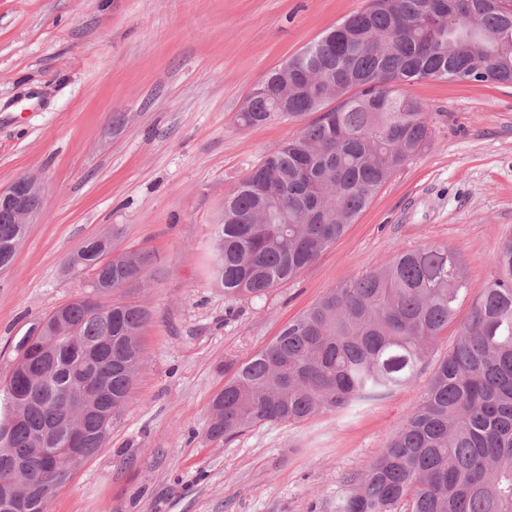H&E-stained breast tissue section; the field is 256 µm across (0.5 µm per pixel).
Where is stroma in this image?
<instances>
[{
    "instance_id": "stroma-1",
    "label": "stroma",
    "mask_w": 512,
    "mask_h": 512,
    "mask_svg": "<svg viewBox=\"0 0 512 512\" xmlns=\"http://www.w3.org/2000/svg\"><path fill=\"white\" fill-rule=\"evenodd\" d=\"M368 0H0V189L44 187L0 272V377L31 327L89 295L65 260L119 228L153 256L146 284L100 296L145 306L146 361L107 448L49 512H336L417 405L512 236V86L425 79L430 148L395 172L312 265L255 299L210 273L224 200L300 120L244 127L273 68ZM425 244L457 252L471 288L413 381L290 425L207 438L211 402L329 288Z\"/></svg>"
}]
</instances>
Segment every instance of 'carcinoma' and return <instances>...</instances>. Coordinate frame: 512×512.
<instances>
[{
  "mask_svg": "<svg viewBox=\"0 0 512 512\" xmlns=\"http://www.w3.org/2000/svg\"><path fill=\"white\" fill-rule=\"evenodd\" d=\"M470 17L489 41L458 38ZM423 79L512 84V0H371L282 65L248 98L247 127L319 116L269 149L224 200L212 276L224 293L260 298L314 263L376 190L427 148L432 128L407 87ZM0 234L11 265L24 225ZM151 255L88 241L65 268L88 270L92 295L40 319L0 378V494L25 464L37 507L60 487L40 467L65 448L66 399L101 382L81 418L77 469L107 445L145 361L149 311L94 296L143 282ZM480 286L455 346L383 454L355 479L339 512H512V236ZM446 245L403 251L388 265L329 289L241 363L212 399L207 435L231 439L266 422L300 423L409 384L469 292Z\"/></svg>",
  "mask_w": 512,
  "mask_h": 512,
  "instance_id": "1",
  "label": "carcinoma"
}]
</instances>
